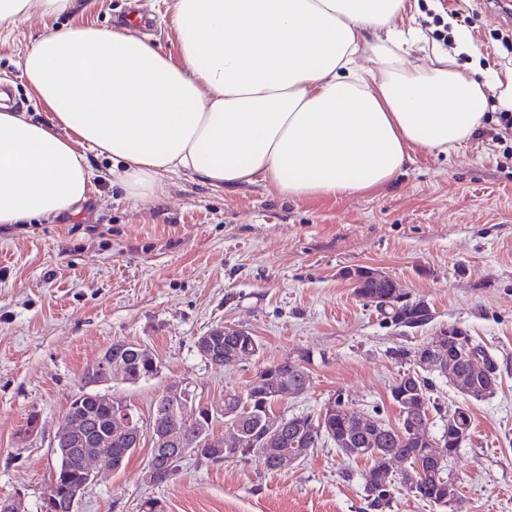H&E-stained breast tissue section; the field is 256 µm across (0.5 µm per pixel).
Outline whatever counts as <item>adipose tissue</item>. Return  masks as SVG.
<instances>
[{
  "label": "adipose tissue",
  "instance_id": "1",
  "mask_svg": "<svg viewBox=\"0 0 512 512\" xmlns=\"http://www.w3.org/2000/svg\"><path fill=\"white\" fill-rule=\"evenodd\" d=\"M73 0H0V27ZM181 59L124 27L37 37L20 77L46 117L0 104V224L56 217L93 184L88 151L119 185L162 198L184 171L215 188L263 183L290 199L385 186L414 149L448 151L490 99L512 106V66L477 76L401 29L406 0H168ZM375 43H368V36Z\"/></svg>",
  "mask_w": 512,
  "mask_h": 512
}]
</instances>
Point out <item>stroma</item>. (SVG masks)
Segmentation results:
<instances>
[{
  "mask_svg": "<svg viewBox=\"0 0 512 512\" xmlns=\"http://www.w3.org/2000/svg\"><path fill=\"white\" fill-rule=\"evenodd\" d=\"M501 0H410L400 22L432 34L437 18L465 28L475 50L460 65L512 63V19ZM163 0H95L83 12L20 20L0 28V79L15 111L37 114L17 68L39 34L71 24L109 29L141 17L140 35L179 58ZM491 104L481 127L455 150H414L393 180L374 192L288 199L264 184L215 189L194 176L164 177L163 199H135L112 184V162L90 153L93 188L75 211L0 227V500L40 512L58 463L55 436L84 371L117 341L149 349L159 374L110 391L148 413L168 385L218 403L245 390L258 368L310 355L306 391L282 413L315 414L335 394L356 412L397 424L390 387L411 350L459 326L500 374L496 392L465 397L441 373L430 376V426L440 436L449 414L468 405L471 428L449 464L459 490L440 508L398 489L386 512H512V135ZM379 270L428 323L392 324L359 299L349 272ZM224 325L254 334L259 353L216 366L196 342ZM32 433H25L28 420ZM149 448L121 469L103 458L79 512H141L149 499L166 512H367V460L332 441L287 471L257 460L182 462L165 484L149 483Z\"/></svg>",
  "mask_w": 512,
  "mask_h": 512,
  "instance_id": "1",
  "label": "stroma"
}]
</instances>
